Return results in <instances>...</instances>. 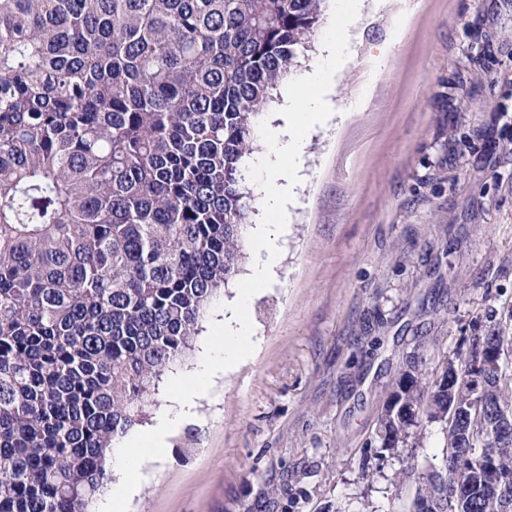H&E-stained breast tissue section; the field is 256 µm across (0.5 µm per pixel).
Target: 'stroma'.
I'll return each mask as SVG.
<instances>
[{"mask_svg":"<svg viewBox=\"0 0 512 512\" xmlns=\"http://www.w3.org/2000/svg\"><path fill=\"white\" fill-rule=\"evenodd\" d=\"M327 0L296 64L252 122L253 196L239 273L209 302L188 354L151 392L157 427L200 365L213 320L246 287L274 217L254 162L291 83L325 39L348 50L333 116L304 132L273 283L254 295L255 351L215 377L193 420L147 461L126 512H411L405 461L375 438L408 355L432 362L512 303V0Z\"/></svg>","mask_w":512,"mask_h":512,"instance_id":"1","label":"stroma"}]
</instances>
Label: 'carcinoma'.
I'll return each mask as SVG.
<instances>
[{
  "instance_id": "obj_1",
  "label": "carcinoma",
  "mask_w": 512,
  "mask_h": 512,
  "mask_svg": "<svg viewBox=\"0 0 512 512\" xmlns=\"http://www.w3.org/2000/svg\"><path fill=\"white\" fill-rule=\"evenodd\" d=\"M326 0H0V512H89L112 440L238 274L253 118ZM456 376L415 352L376 440L397 457L448 402L470 439L418 474L429 512H503L512 304ZM504 360L482 393L471 351Z\"/></svg>"
}]
</instances>
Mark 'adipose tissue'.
I'll return each mask as SVG.
<instances>
[{"mask_svg":"<svg viewBox=\"0 0 512 512\" xmlns=\"http://www.w3.org/2000/svg\"><path fill=\"white\" fill-rule=\"evenodd\" d=\"M344 41L330 36L326 41V57L322 67L307 77L303 83L293 85L288 100L279 115L280 123L270 131L272 149L270 155L259 161L258 167L265 173L262 184L267 208L276 214L280 222L288 220V160L301 148L298 130L301 125L322 119L329 101L324 90L343 64ZM278 232L262 231L254 241L259 263L247 288L241 293L238 304L224 320L217 340L203 360L195 378L178 387V410L172 418L160 426L145 431L128 440L119 454L126 478L120 490L102 505L101 512H124L126 499L139 488L141 465L145 459L159 460L168 448V431L192 414L195 400L201 389L213 377L238 363L248 352L252 339L250 301L256 290L265 287L275 277L278 265Z\"/></svg>","mask_w":512,"mask_h":512,"instance_id":"ef3b65f1","label":"adipose tissue"}]
</instances>
